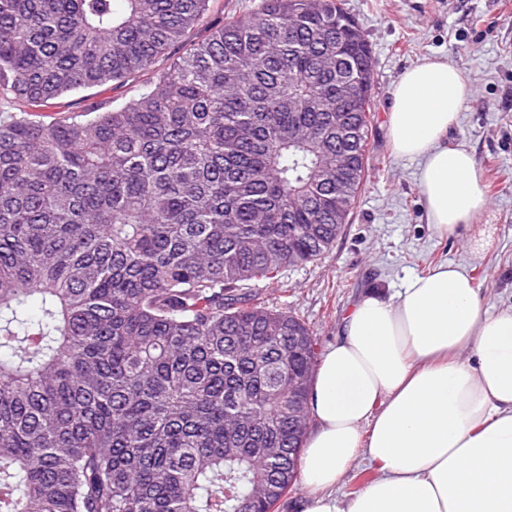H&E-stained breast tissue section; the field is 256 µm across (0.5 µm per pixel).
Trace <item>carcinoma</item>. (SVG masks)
I'll list each match as a JSON object with an SVG mask.
<instances>
[{
  "mask_svg": "<svg viewBox=\"0 0 512 512\" xmlns=\"http://www.w3.org/2000/svg\"><path fill=\"white\" fill-rule=\"evenodd\" d=\"M208 4L0 0V512H273L295 488L318 341L250 286L344 228L371 90L344 139L324 101L371 49L342 0H259L186 43ZM145 77L136 78L123 84L110 85L107 88L88 89L64 96L52 112H40L46 121L53 118H68L82 114L88 99L95 96L94 100L106 99L112 101L113 105L123 104L135 96L144 88Z\"/></svg>",
  "mask_w": 512,
  "mask_h": 512,
  "instance_id": "cac0c4a2",
  "label": "carcinoma"
}]
</instances>
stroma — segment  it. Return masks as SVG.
<instances>
[{
	"label": "stroma",
	"instance_id": "35a3bbf8",
	"mask_svg": "<svg viewBox=\"0 0 512 512\" xmlns=\"http://www.w3.org/2000/svg\"><path fill=\"white\" fill-rule=\"evenodd\" d=\"M372 50L375 112L365 181L349 222L317 261L285 270L278 283L256 282L266 306L305 321L326 351L342 320L369 289L399 292L442 262L466 266L484 307L512 306V0H345ZM460 67L473 86L448 140L465 145L482 177L494 228L484 256L472 255L468 231L440 236L427 224L418 187L420 162L397 156L387 131L391 91L402 73L428 57ZM143 79L64 96L45 120L80 115L90 98L125 103Z\"/></svg>",
	"mask_w": 512,
	"mask_h": 512
}]
</instances>
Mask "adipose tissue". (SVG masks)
Wrapping results in <instances>:
<instances>
[{
    "mask_svg": "<svg viewBox=\"0 0 512 512\" xmlns=\"http://www.w3.org/2000/svg\"><path fill=\"white\" fill-rule=\"evenodd\" d=\"M471 94L456 65L434 58L392 91L393 148L420 159L427 221L442 235L487 207L472 153L448 142ZM309 410L297 512H512V307L483 309L453 263L397 294L367 292L318 362ZM359 460L376 477L337 493Z\"/></svg>",
    "mask_w": 512,
    "mask_h": 512,
    "instance_id": "1",
    "label": "adipose tissue"
}]
</instances>
